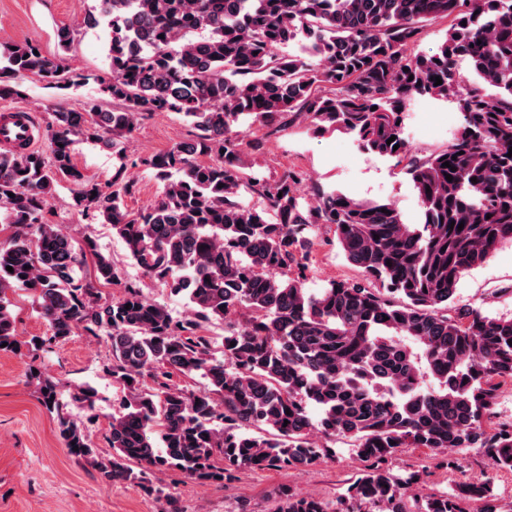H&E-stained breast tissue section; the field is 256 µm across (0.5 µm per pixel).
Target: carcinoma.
Wrapping results in <instances>:
<instances>
[{"label": "carcinoma", "instance_id": "obj_1", "mask_svg": "<svg viewBox=\"0 0 512 512\" xmlns=\"http://www.w3.org/2000/svg\"><path fill=\"white\" fill-rule=\"evenodd\" d=\"M434 19L449 21L446 40L420 54L423 22ZM86 24L110 31L106 77L75 72L32 42L0 55V99L20 95L15 80L32 74L60 90L92 79L112 105L59 103L48 152H0V210L12 227L0 242V351L21 348L7 292L25 288L50 331L31 346L108 336L104 370L123 393L103 456L68 410L93 409L95 390L68 393L34 376L69 453L103 483L140 486L162 512H180L147 484L149 472L222 483L240 469L305 467L328 452L309 439L316 431L350 440L368 463L339 512H464L469 500L495 512L488 481L412 501L414 478L383 464L399 448H482L512 471V423L485 427L499 389L512 383V318L454 305L461 275L512 241V0H97ZM463 61L496 93L467 85ZM433 94L457 97L463 122L448 147L421 158L404 136V114ZM160 112L182 114L190 135L139 159L160 190L132 212L125 198L137 180L124 140ZM287 118L353 133L396 159L419 220L321 185L306 199L291 171L272 184L247 175V158L263 149L253 126L275 129ZM80 140L121 159L107 188L73 163ZM62 180L76 207L111 225L144 275L182 296L190 315L173 317L137 283L103 297L97 285L119 279L112 261L93 239L78 246L44 221ZM245 194L259 203L244 204ZM320 224L334 228L367 283L306 287ZM88 252L92 280L78 274ZM237 308L254 317L225 325L218 349L204 324ZM175 374L201 386L176 388ZM277 498L276 512H329L285 489Z\"/></svg>", "mask_w": 512, "mask_h": 512}]
</instances>
